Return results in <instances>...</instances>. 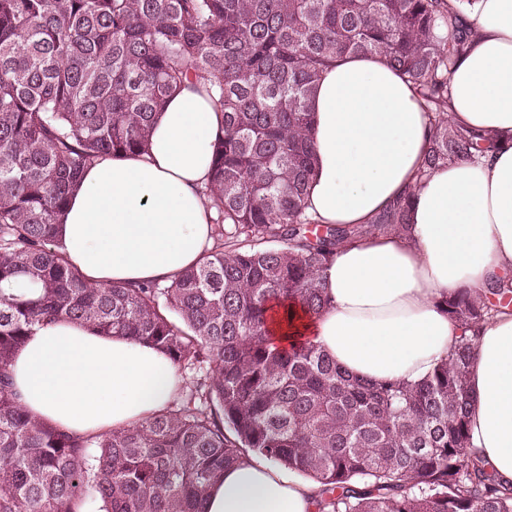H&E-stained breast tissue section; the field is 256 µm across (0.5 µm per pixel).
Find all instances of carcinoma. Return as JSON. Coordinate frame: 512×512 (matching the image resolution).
Here are the masks:
<instances>
[{
    "label": "carcinoma",
    "mask_w": 512,
    "mask_h": 512,
    "mask_svg": "<svg viewBox=\"0 0 512 512\" xmlns=\"http://www.w3.org/2000/svg\"><path fill=\"white\" fill-rule=\"evenodd\" d=\"M475 33L448 0H0V512H204L250 452L318 483L317 512H512V485L468 441L477 335L511 278L448 296L461 335L416 384L354 378L318 345L282 349L269 331L274 302L327 307L338 248L409 221L408 196L367 226L306 215L322 72L346 55L400 71L431 115L423 179L498 148L448 120L449 75ZM190 78L224 114L203 190L224 242L163 288L90 284L57 242L68 196L99 158L145 152ZM20 277L38 294L11 291ZM60 318L161 349L195 376L135 426L53 427L19 401L9 368Z\"/></svg>",
    "instance_id": "carcinoma-1"
}]
</instances>
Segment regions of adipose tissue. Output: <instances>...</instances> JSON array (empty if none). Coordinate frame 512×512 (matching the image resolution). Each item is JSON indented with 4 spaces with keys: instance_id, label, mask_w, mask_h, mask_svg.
Instances as JSON below:
<instances>
[{
    "instance_id": "1",
    "label": "adipose tissue",
    "mask_w": 512,
    "mask_h": 512,
    "mask_svg": "<svg viewBox=\"0 0 512 512\" xmlns=\"http://www.w3.org/2000/svg\"><path fill=\"white\" fill-rule=\"evenodd\" d=\"M477 35L450 75L448 118L506 143L476 162L419 178L429 116L400 73L371 56L324 70L312 101L316 148L306 212L321 224H370L412 196L405 232L342 247L324 272L328 307L273 311L275 343L320 345L350 375L416 383L447 360L461 329L445 306L512 273V0H475ZM223 116L186 87L156 116L141 155L98 159L74 191L58 235L93 284L171 282L212 248L215 211L203 195ZM11 386L38 419L95 436L166 408L181 378L166 353L82 323L38 325L10 367ZM470 447L512 483V307L480 327L469 374ZM318 487L269 460L224 472L205 512H313Z\"/></svg>"
}]
</instances>
